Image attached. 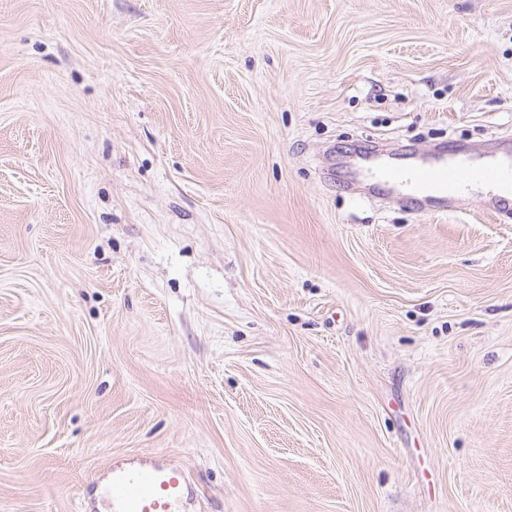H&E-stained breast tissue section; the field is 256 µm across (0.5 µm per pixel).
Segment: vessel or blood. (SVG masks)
<instances>
[{"mask_svg": "<svg viewBox=\"0 0 512 512\" xmlns=\"http://www.w3.org/2000/svg\"><path fill=\"white\" fill-rule=\"evenodd\" d=\"M365 191L404 189L410 200L441 213L457 211L463 189L472 185L490 187L492 210L512 208V156L504 154L479 163L459 159L425 157L411 166L368 167ZM190 493L187 475L170 459H149L136 466H113L106 489L111 512H176Z\"/></svg>", "mask_w": 512, "mask_h": 512, "instance_id": "b4317fda", "label": "vessel or blood"}]
</instances>
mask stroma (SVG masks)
<instances>
[{
    "label": "stroma",
    "instance_id": "35a3bbf8",
    "mask_svg": "<svg viewBox=\"0 0 512 512\" xmlns=\"http://www.w3.org/2000/svg\"><path fill=\"white\" fill-rule=\"evenodd\" d=\"M512 135V0H0V512H512V215L349 162ZM187 475L170 459H149L126 467L114 465L106 495L109 512H179L177 504L190 493Z\"/></svg>",
    "mask_w": 512,
    "mask_h": 512
}]
</instances>
